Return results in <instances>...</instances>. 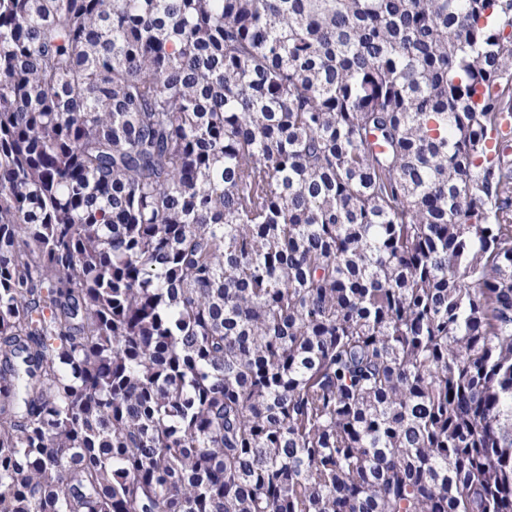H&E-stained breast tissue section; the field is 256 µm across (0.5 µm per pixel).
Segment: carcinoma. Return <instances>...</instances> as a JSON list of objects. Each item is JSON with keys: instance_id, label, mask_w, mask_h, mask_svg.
Listing matches in <instances>:
<instances>
[{"instance_id": "carcinoma-1", "label": "carcinoma", "mask_w": 512, "mask_h": 512, "mask_svg": "<svg viewBox=\"0 0 512 512\" xmlns=\"http://www.w3.org/2000/svg\"><path fill=\"white\" fill-rule=\"evenodd\" d=\"M512 0H0V512H512Z\"/></svg>"}]
</instances>
